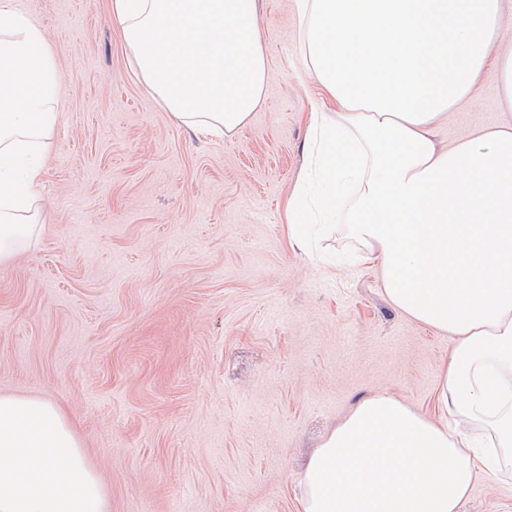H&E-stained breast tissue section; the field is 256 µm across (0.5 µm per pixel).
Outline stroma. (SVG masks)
Returning a JSON list of instances; mask_svg holds the SVG:
<instances>
[{"mask_svg": "<svg viewBox=\"0 0 512 512\" xmlns=\"http://www.w3.org/2000/svg\"><path fill=\"white\" fill-rule=\"evenodd\" d=\"M61 74L36 245L0 265V391L57 400L108 512H295L298 472L359 399L431 408L450 335L389 303L380 270L287 244L320 94L294 0H260L268 85L232 135L183 126L130 66L109 0H21ZM512 124L487 63L435 126ZM461 512H512V475Z\"/></svg>", "mask_w": 512, "mask_h": 512, "instance_id": "stroma-1", "label": "stroma"}]
</instances>
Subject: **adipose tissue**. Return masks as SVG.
I'll use <instances>...</instances> for the list:
<instances>
[{
  "mask_svg": "<svg viewBox=\"0 0 512 512\" xmlns=\"http://www.w3.org/2000/svg\"><path fill=\"white\" fill-rule=\"evenodd\" d=\"M137 74L186 127L233 133L262 105L259 0H111ZM297 60L327 107L311 117L313 188L284 204L334 214L378 262L397 310L453 336L438 415L366 397L312 452L296 512H460L478 475L512 468V129L448 149L435 124L495 60L512 106L503 0H294ZM60 75L42 29L0 0V264L38 239L37 191ZM65 408L0 392V512H107Z\"/></svg>",
  "mask_w": 512,
  "mask_h": 512,
  "instance_id": "adipose-tissue-1",
  "label": "adipose tissue"
}]
</instances>
